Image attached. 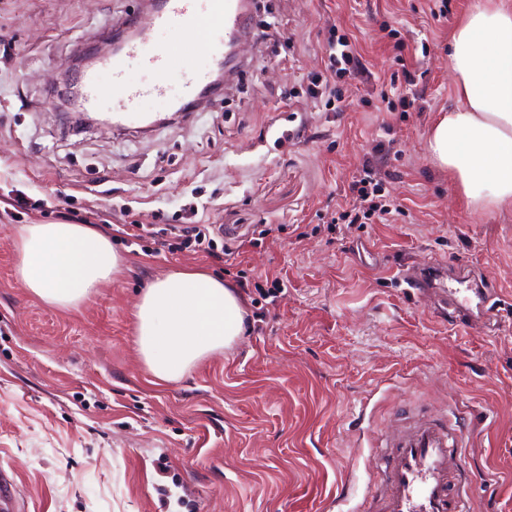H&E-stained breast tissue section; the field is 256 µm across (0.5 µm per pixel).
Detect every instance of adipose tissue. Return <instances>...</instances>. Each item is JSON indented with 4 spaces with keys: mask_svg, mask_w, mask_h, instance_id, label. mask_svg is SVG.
I'll use <instances>...</instances> for the list:
<instances>
[{
    "mask_svg": "<svg viewBox=\"0 0 512 512\" xmlns=\"http://www.w3.org/2000/svg\"><path fill=\"white\" fill-rule=\"evenodd\" d=\"M448 73L455 103L428 131L429 158L470 207H512V0H474L451 32ZM16 247L19 281L52 306H80L123 269L110 238L87 224H29ZM245 316L222 279L174 270L134 306L136 349L155 379L175 382L231 347Z\"/></svg>",
    "mask_w": 512,
    "mask_h": 512,
    "instance_id": "1",
    "label": "adipose tissue"
}]
</instances>
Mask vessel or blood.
Here are the masks:
<instances>
[{
  "label": "vessel or blood",
  "instance_id": "vessel-or-blood-1",
  "mask_svg": "<svg viewBox=\"0 0 512 512\" xmlns=\"http://www.w3.org/2000/svg\"><path fill=\"white\" fill-rule=\"evenodd\" d=\"M203 28L208 34L200 41L163 40L172 31ZM246 35L242 0H155L130 38L80 74L81 107L94 112L111 98L112 123L123 128L150 121L143 108L150 100L185 111L203 97L212 73L224 65L226 50ZM407 279L414 287L434 290L454 317L487 307V289L462 297L449 287L447 265L416 269ZM463 445L458 422L449 418L414 420L381 435L375 450L380 482L368 506L357 512H471Z\"/></svg>",
  "mask_w": 512,
  "mask_h": 512
}]
</instances>
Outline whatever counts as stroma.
<instances>
[{
  "label": "stroma",
  "instance_id": "1",
  "mask_svg": "<svg viewBox=\"0 0 512 512\" xmlns=\"http://www.w3.org/2000/svg\"><path fill=\"white\" fill-rule=\"evenodd\" d=\"M472 2L435 16L429 0H260L246 76L222 100L144 132L78 133L61 82L143 0H0V470L27 512H324L372 472L350 427L372 392L379 434L468 407L475 512H512V319L444 321L399 278L461 267L512 311V209L468 210L425 143L453 103L448 34ZM383 24L413 82L392 80ZM333 26L360 67L337 82L341 111L325 112L306 76L324 69ZM385 97L413 105L388 113ZM367 160L403 209L392 223L339 218ZM124 206L155 230L205 208L231 255L128 241L113 230ZM77 216L108 233L124 270L79 307H53L19 282L15 241ZM259 224L273 231L257 241ZM189 267L237 288L246 331L159 383L132 309L157 276Z\"/></svg>",
  "mask_w": 512,
  "mask_h": 512
}]
</instances>
